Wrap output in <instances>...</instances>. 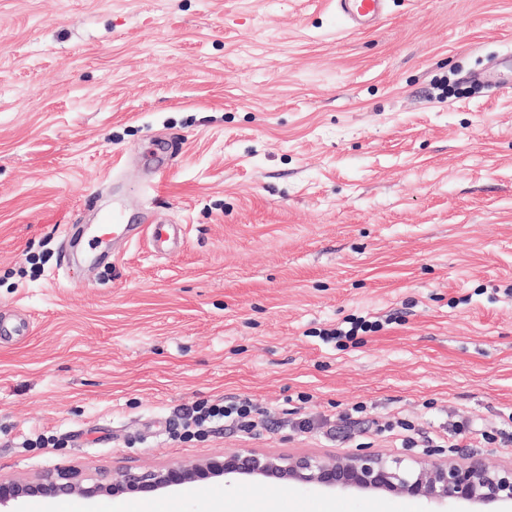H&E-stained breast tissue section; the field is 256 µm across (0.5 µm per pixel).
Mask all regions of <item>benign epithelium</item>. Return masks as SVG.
<instances>
[{
  "label": "benign epithelium",
  "mask_w": 512,
  "mask_h": 512,
  "mask_svg": "<svg viewBox=\"0 0 512 512\" xmlns=\"http://www.w3.org/2000/svg\"><path fill=\"white\" fill-rule=\"evenodd\" d=\"M214 478L277 480L286 485L388 492L424 498L435 505L465 502L472 507V512H483V507L491 504H512V464L493 466L476 453L408 464L401 457H388L366 449L323 458L240 448L199 462H173L137 473L120 471L112 475L110 481L101 477L86 483L62 471L29 481L0 480V509L15 507L33 496L60 497L77 493L91 498L107 483L112 484V494L117 495L156 492Z\"/></svg>",
  "instance_id": "benign-epithelium-1"
}]
</instances>
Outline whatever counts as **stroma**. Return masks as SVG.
I'll return each mask as SVG.
<instances>
[{"instance_id": "stroma-1", "label": "stroma", "mask_w": 512, "mask_h": 512, "mask_svg": "<svg viewBox=\"0 0 512 512\" xmlns=\"http://www.w3.org/2000/svg\"><path fill=\"white\" fill-rule=\"evenodd\" d=\"M510 53L512 0H388L359 33L334 0H0V316L30 325L0 338V478L237 448L512 462L495 436L512 414V86L463 79ZM112 206L180 225L181 248L66 253L63 226ZM358 318L383 326L325 340ZM230 398L268 427L170 439L183 409ZM393 418L412 430L378 431ZM41 435L54 447H26ZM160 497L434 509L237 479Z\"/></svg>"}]
</instances>
